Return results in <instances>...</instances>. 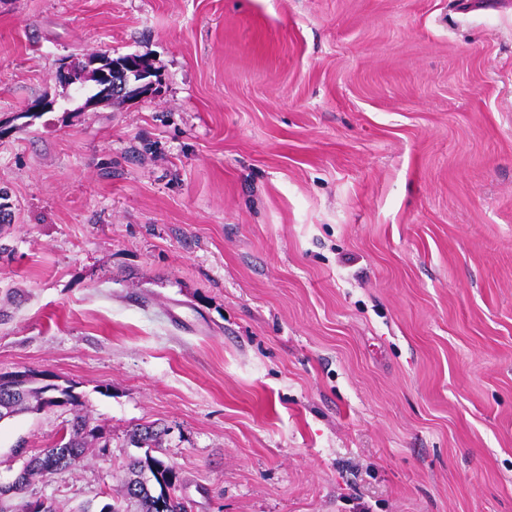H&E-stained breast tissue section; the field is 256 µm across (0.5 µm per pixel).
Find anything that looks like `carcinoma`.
Returning <instances> with one entry per match:
<instances>
[{"mask_svg":"<svg viewBox=\"0 0 512 512\" xmlns=\"http://www.w3.org/2000/svg\"><path fill=\"white\" fill-rule=\"evenodd\" d=\"M49 405L70 406L77 410L83 402L72 392L71 387L45 383L40 373L23 372V380L15 386L0 384V418L16 416L26 412H39ZM167 429L154 424L138 425L128 433V442L142 450L132 455L126 464L121 498L112 502V512H188V506L175 494L178 476L174 468L156 455ZM103 438L99 426L89 427L85 417L75 416L69 428L62 433L56 444L43 453L30 458L22 468L21 491L34 479L65 470L76 464L84 455L85 448ZM59 512L44 499L10 504L0 499V512Z\"/></svg>","mask_w":512,"mask_h":512,"instance_id":"1","label":"carcinoma"}]
</instances>
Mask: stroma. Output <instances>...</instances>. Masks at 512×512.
Masks as SVG:
<instances>
[{"label": "stroma", "mask_w": 512, "mask_h": 512, "mask_svg": "<svg viewBox=\"0 0 512 512\" xmlns=\"http://www.w3.org/2000/svg\"><path fill=\"white\" fill-rule=\"evenodd\" d=\"M157 91L88 109L83 53ZM0 374L75 384L191 512H512V0H0ZM67 407L0 423V485Z\"/></svg>", "instance_id": "35a3bbf8"}]
</instances>
